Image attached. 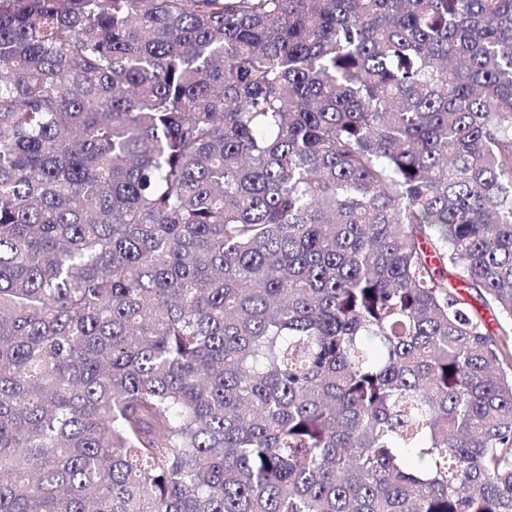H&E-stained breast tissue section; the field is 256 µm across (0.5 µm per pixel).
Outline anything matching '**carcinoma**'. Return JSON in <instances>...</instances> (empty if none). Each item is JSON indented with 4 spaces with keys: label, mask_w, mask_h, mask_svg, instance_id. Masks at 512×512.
Listing matches in <instances>:
<instances>
[{
    "label": "carcinoma",
    "mask_w": 512,
    "mask_h": 512,
    "mask_svg": "<svg viewBox=\"0 0 512 512\" xmlns=\"http://www.w3.org/2000/svg\"><path fill=\"white\" fill-rule=\"evenodd\" d=\"M0 512H512V0H0Z\"/></svg>",
    "instance_id": "cac0c4a2"
}]
</instances>
